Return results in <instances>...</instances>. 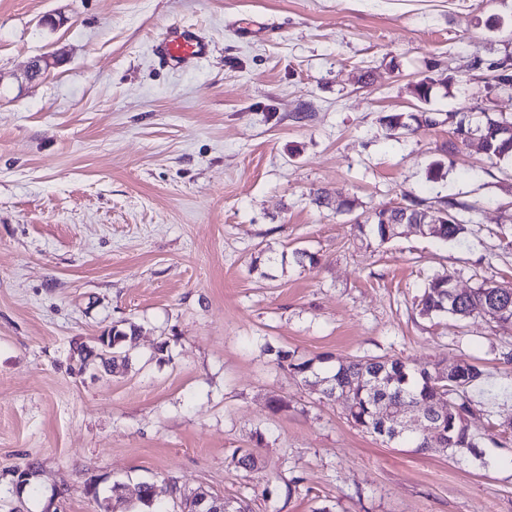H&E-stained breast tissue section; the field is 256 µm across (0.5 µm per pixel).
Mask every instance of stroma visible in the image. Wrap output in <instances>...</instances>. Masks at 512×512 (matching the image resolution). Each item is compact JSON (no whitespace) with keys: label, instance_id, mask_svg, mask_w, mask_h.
Segmentation results:
<instances>
[{"label":"stroma","instance_id":"1","mask_svg":"<svg viewBox=\"0 0 512 512\" xmlns=\"http://www.w3.org/2000/svg\"><path fill=\"white\" fill-rule=\"evenodd\" d=\"M173 26L209 57L160 66ZM507 49L512 0H0V512H105L165 481L252 512H512V334L416 308L443 271L465 291L512 283V172L451 124L380 122L512 115L471 68ZM320 188L352 210L317 206ZM408 196L467 204L466 233L354 229ZM124 322L128 370L79 366L76 344ZM279 349L478 364L489 466L383 443Z\"/></svg>","mask_w":512,"mask_h":512}]
</instances>
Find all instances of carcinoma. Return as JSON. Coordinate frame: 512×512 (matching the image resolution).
Segmentation results:
<instances>
[{
    "label": "carcinoma",
    "instance_id": "cac0c4a2",
    "mask_svg": "<svg viewBox=\"0 0 512 512\" xmlns=\"http://www.w3.org/2000/svg\"><path fill=\"white\" fill-rule=\"evenodd\" d=\"M472 69L485 76L490 87L507 90L512 87V52L494 58L476 57ZM382 123L388 130L396 132L410 130V122L417 125L436 126L442 123L437 113L418 112L408 116L402 113H390L382 116ZM487 158L494 164H512V136L499 135L492 138ZM462 205L446 201L445 209L451 217L447 223L436 226L430 238L439 242L458 239L465 233L457 210ZM431 206L422 200L412 199L390 215L379 210L357 222L360 232L368 234L381 244L395 238L397 221L420 223L429 214ZM452 275L437 274L425 283L417 296L419 313L428 318L452 315L465 319L474 313H480L484 307L512 295L511 286L483 283L479 287L460 296L451 285ZM137 334V327L114 325L99 336V340L108 345V354L104 366L116 374L129 365L128 350L125 343ZM277 363L291 370L304 381L312 380L320 386V391L328 397H344L347 418L361 429L374 434L378 424L374 419L379 388H384L388 400L396 412H407L414 408L427 412L441 402L447 405V412L426 418V424L439 430L440 442L430 443L420 433L404 435L401 442L420 451L436 452L445 456H481L480 447L483 436L476 433L470 419L475 415L477 404L471 398L469 389L481 382L484 371L477 365L463 360L454 372L435 366L412 367L400 358L359 357L338 364L335 368L321 373L310 361H299L288 351L276 353ZM137 500L150 508V512H167L162 505L160 494L154 491V484L143 483L139 486Z\"/></svg>",
    "mask_w": 512,
    "mask_h": 512
}]
</instances>
